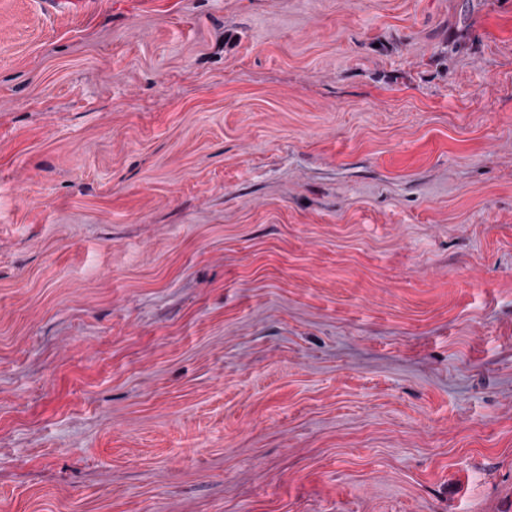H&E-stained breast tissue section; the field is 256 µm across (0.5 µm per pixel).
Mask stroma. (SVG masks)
I'll return each mask as SVG.
<instances>
[{
    "label": "stroma",
    "mask_w": 512,
    "mask_h": 512,
    "mask_svg": "<svg viewBox=\"0 0 512 512\" xmlns=\"http://www.w3.org/2000/svg\"><path fill=\"white\" fill-rule=\"evenodd\" d=\"M0 512H512V0H0Z\"/></svg>",
    "instance_id": "stroma-1"
}]
</instances>
